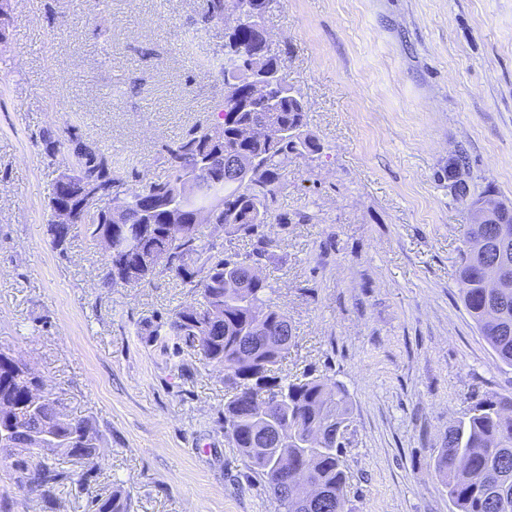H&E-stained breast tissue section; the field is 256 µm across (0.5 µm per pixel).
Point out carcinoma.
<instances>
[{
    "label": "carcinoma",
    "instance_id": "carcinoma-1",
    "mask_svg": "<svg viewBox=\"0 0 512 512\" xmlns=\"http://www.w3.org/2000/svg\"><path fill=\"white\" fill-rule=\"evenodd\" d=\"M277 0H237L235 27L224 32V51L209 62L224 85L214 122L197 126L159 145L164 173L142 183L132 160L120 162L98 142L83 138L76 126L45 127L39 139L56 169L71 161L55 146L64 135L74 144L81 169L101 195L118 207L72 227L51 224L53 246L66 253L77 234L96 244L112 235V253L99 261L104 288L151 283L171 276L193 288L200 299L171 311L143 328L157 341L168 338L177 350L199 354L222 374L227 388L224 434L246 459L254 477L267 486L277 512H346L348 472L342 460L350 419L348 396L325 376L306 374L290 380L276 366L292 342L288 316L268 297L272 285L253 274L275 256L273 224L285 229L313 216L293 217L278 208L281 171L294 160L321 151L308 132V106L288 82L283 50L265 37L264 20ZM225 0H206L196 23L224 20ZM272 76L269 99L251 91L256 64ZM280 126L290 134L276 140L245 135L258 126ZM250 168L249 180L232 176L234 164ZM481 197L463 181L455 201L471 210ZM208 215L225 234L246 238L251 249L224 254L204 237L198 217ZM187 225L179 242L169 225ZM459 268L462 300L498 361L512 368V288H488L484 266L497 255L502 277L512 278V207L498 211L489 224H468ZM38 376L0 348V454L16 456L14 482L43 502L53 504L71 474L48 463L65 456L85 467L78 487L87 496V512H130V493L103 494L91 486L93 453L100 435L89 417L66 411L53 393L32 406L16 405L24 391L39 387ZM435 467L445 479L455 512H512V397L487 392L470 405L464 419L448 427ZM296 477L317 490L313 501L285 478Z\"/></svg>",
    "mask_w": 512,
    "mask_h": 512
}]
</instances>
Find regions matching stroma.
<instances>
[{
	"label": "stroma",
	"mask_w": 512,
	"mask_h": 512,
	"mask_svg": "<svg viewBox=\"0 0 512 512\" xmlns=\"http://www.w3.org/2000/svg\"><path fill=\"white\" fill-rule=\"evenodd\" d=\"M203 0H14L0 46V346L100 433L96 487L130 512H276L224 433V384L191 351L139 333L194 302L162 277L101 287L84 237L47 233L53 177L38 132L67 122L144 180L159 142L211 122L205 63L223 26ZM321 145L282 177L263 273L294 342L280 376L324 374L352 404L349 512H455L434 466L483 393L512 394L458 279L468 214L448 191L457 150L475 192L512 200V0H279L266 20Z\"/></svg>",
	"instance_id": "35a3bbf8"
}]
</instances>
